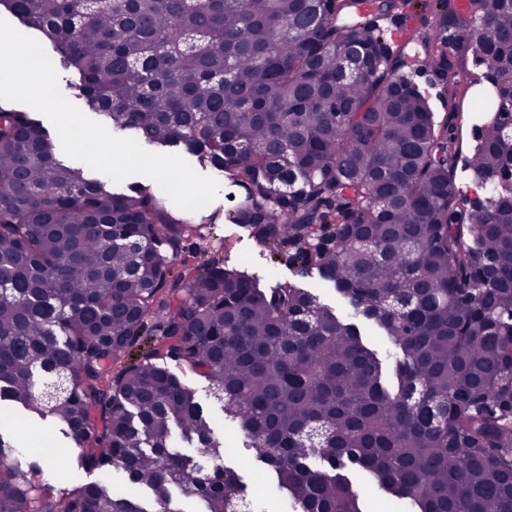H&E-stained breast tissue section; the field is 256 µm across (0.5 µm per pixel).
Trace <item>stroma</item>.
<instances>
[{
	"mask_svg": "<svg viewBox=\"0 0 512 512\" xmlns=\"http://www.w3.org/2000/svg\"><path fill=\"white\" fill-rule=\"evenodd\" d=\"M204 175L215 177L221 190L219 196L205 208L188 213L192 223L206 225L205 237H190L183 241L181 254L195 263L211 260L223 262L256 278L262 287L268 288L279 282H286L317 294L322 303L336 310H344L345 301L317 275L316 271H303L299 264L287 256L278 255L253 239L249 232L229 220L235 204L233 199L237 189L223 173L204 168ZM0 434L19 440H27L37 435L40 440L41 457L55 472L53 484L64 489L78 482H97L102 478L99 472H89L81 468L76 449L64 447L51 421L31 419L24 414L0 416ZM224 461L234 467L248 483L250 489L264 497L268 503H275L276 496L262 466L253 455L243 449L232 432L224 434Z\"/></svg>",
	"mask_w": 512,
	"mask_h": 512,
	"instance_id": "1",
	"label": "stroma"
}]
</instances>
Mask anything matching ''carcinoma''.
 Segmentation results:
<instances>
[{
  "label": "carcinoma",
  "instance_id": "cac0c4a2",
  "mask_svg": "<svg viewBox=\"0 0 512 512\" xmlns=\"http://www.w3.org/2000/svg\"><path fill=\"white\" fill-rule=\"evenodd\" d=\"M80 78L116 134L182 147L239 189L234 223L314 269L401 350L290 283L182 260L200 227L142 183L91 178L26 109L0 104V403L52 418L102 482L57 490L0 434V512H150L114 490L254 512L202 374L295 512H364L357 471L410 512H512V0H470L464 36L385 38L394 0H0ZM471 53L491 93L459 199V113L435 118ZM160 344L112 367L144 333ZM427 75L424 77H417L416 82L421 88L426 89L428 92L430 106L435 112V116L438 120L442 119L444 113L448 112V106L445 105L444 90L442 85H430ZM169 368L175 372L188 385L198 389L204 408L215 411L218 409V403L209 395V382L201 375L189 371L183 367H177L173 363H168Z\"/></svg>",
  "mask_w": 512,
  "mask_h": 512
}]
</instances>
